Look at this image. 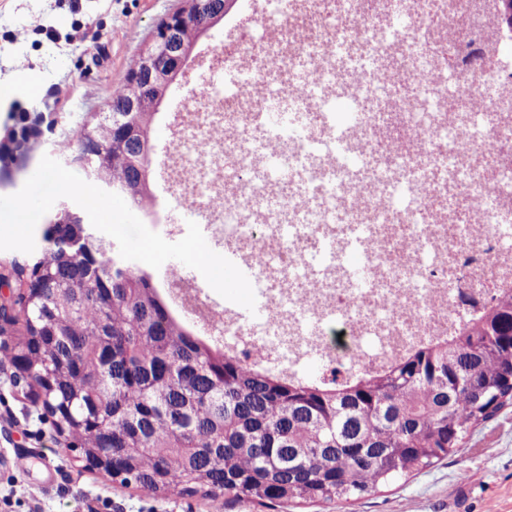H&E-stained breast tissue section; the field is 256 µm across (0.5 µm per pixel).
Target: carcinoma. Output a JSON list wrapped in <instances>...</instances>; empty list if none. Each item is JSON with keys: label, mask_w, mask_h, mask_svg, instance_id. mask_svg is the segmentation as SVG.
<instances>
[{"label": "carcinoma", "mask_w": 512, "mask_h": 512, "mask_svg": "<svg viewBox=\"0 0 512 512\" xmlns=\"http://www.w3.org/2000/svg\"><path fill=\"white\" fill-rule=\"evenodd\" d=\"M73 162L121 172L144 208L150 140L98 115ZM56 206L49 246L0 281L29 306L9 360L45 390L52 423L81 455L112 447V473L153 494L258 505L350 502L458 453L512 404V288L458 337L378 374L340 382L249 367L178 317L152 275L108 270L109 246ZM78 237V251L55 240Z\"/></svg>", "instance_id": "obj_1"}]
</instances>
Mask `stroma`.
Instances as JSON below:
<instances>
[{
    "instance_id": "35a3bbf8",
    "label": "stroma",
    "mask_w": 512,
    "mask_h": 512,
    "mask_svg": "<svg viewBox=\"0 0 512 512\" xmlns=\"http://www.w3.org/2000/svg\"><path fill=\"white\" fill-rule=\"evenodd\" d=\"M182 0H0V196L17 193L43 156L67 163L87 120L107 111L112 93L149 44L157 25ZM252 0H229L223 19L196 41L186 76L177 78L151 127L149 189L159 221L177 199L160 180L174 146V113L192 107L200 90L223 84L208 55L232 30H244V51L263 39L246 24ZM15 328L0 330V512H270L248 503L200 495H155L85 467L51 424L4 351ZM29 456L27 471L16 456ZM271 512H512V405L479 425L459 453L402 477L351 503L300 502Z\"/></svg>"
}]
</instances>
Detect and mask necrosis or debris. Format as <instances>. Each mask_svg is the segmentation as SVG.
I'll use <instances>...</instances> for the list:
<instances>
[{
  "label": "necrosis or debris",
  "instance_id": "obj_1",
  "mask_svg": "<svg viewBox=\"0 0 512 512\" xmlns=\"http://www.w3.org/2000/svg\"><path fill=\"white\" fill-rule=\"evenodd\" d=\"M364 2L356 43L388 58L415 89L408 104L361 126L355 147L374 153V167L361 180L391 175V189L408 193L406 205L381 208L373 198L350 205L357 180L330 153L312 151L328 129L325 93L333 88L335 65L304 61L302 52L315 39L331 40L341 0H288L281 37L265 44L255 64L257 78L277 91L287 88L299 64L302 86L324 91L307 138L288 137L283 157L302 166L304 189L282 196L276 212L261 213L272 187L256 173L252 143L264 136L265 117L217 89L182 115L176 136L188 152L164 161L168 189L218 216V223L201 227L209 247L255 265L253 289L267 315L261 325L246 324L220 310L194 278L166 269L159 272L162 291L176 313L191 314L210 339L247 365L294 375L306 358L318 357L328 381L374 374L422 344L452 337L500 288L512 286V225L504 223L500 204L480 203L485 185L498 196L512 191V171L492 175L482 165L512 153V118L498 112L512 67L485 71V28L460 32L459 0H447L449 75L428 82L437 67L424 43L433 0H410L412 25L400 34L375 25L388 0ZM459 99L468 105L469 124L452 112ZM420 168L448 170L454 178L422 196L413 186ZM301 208L303 224L295 221ZM324 251L330 261L313 265Z\"/></svg>",
  "mask_w": 512,
  "mask_h": 512
}]
</instances>
